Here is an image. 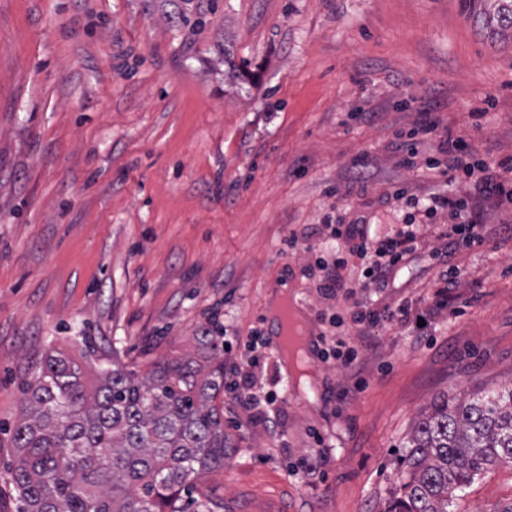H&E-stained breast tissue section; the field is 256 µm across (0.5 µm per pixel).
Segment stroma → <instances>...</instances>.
<instances>
[{
  "label": "stroma",
  "instance_id": "stroma-1",
  "mask_svg": "<svg viewBox=\"0 0 512 512\" xmlns=\"http://www.w3.org/2000/svg\"><path fill=\"white\" fill-rule=\"evenodd\" d=\"M228 59L258 81L225 78ZM423 106L489 164L512 157V31L468 19L461 0H220L194 35L144 0H0V512L20 509L9 429L48 355L112 351L144 372L195 353L214 315L240 354L252 331L272 338L266 309L284 290L325 332L335 308L303 272L321 240L288 256L282 242L345 213L386 232L403 218L392 192H447L438 139L399 164ZM465 192L484 244L422 248L379 295L464 269L428 341L375 328L364 387L319 362L315 403L287 392L272 354L257 389L283 393L279 407L250 418L225 404L232 452L211 483L232 512H383L420 413L512 383V203ZM313 429L327 460L292 473ZM450 509L512 512V465L489 466Z\"/></svg>",
  "mask_w": 512,
  "mask_h": 512
}]
</instances>
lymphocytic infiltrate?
Listing matches in <instances>:
<instances>
[{
	"label": "lymphocytic infiltrate",
	"mask_w": 512,
	"mask_h": 512,
	"mask_svg": "<svg viewBox=\"0 0 512 512\" xmlns=\"http://www.w3.org/2000/svg\"><path fill=\"white\" fill-rule=\"evenodd\" d=\"M447 154L445 170L448 183H467L473 170H482L481 186L492 194H503V183L494 181L487 162L472 164V146L463 138H445L439 144ZM429 210L448 209L460 214L461 223L438 230L437 240L451 242L459 249H470L484 243L479 232L482 219L477 212L467 210L464 197L428 192L424 195ZM425 235L420 225L385 235L378 234L365 220L355 217L344 226V246L335 251L332 260L318 259L322 271L318 291L323 299L336 302L345 309L344 315L334 317V327L356 329V338H337L335 345H323L319 358L336 360L347 371L355 370L359 357V342L367 341L371 328L383 323L404 326L418 321L412 301L400 299L394 304L378 305L375 296L387 285L394 271L407 256L421 249ZM257 358L227 356L224 360L226 381L224 391L230 401L242 410H251L256 401L255 369Z\"/></svg>",
	"instance_id": "1"
}]
</instances>
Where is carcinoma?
<instances>
[{"mask_svg": "<svg viewBox=\"0 0 512 512\" xmlns=\"http://www.w3.org/2000/svg\"><path fill=\"white\" fill-rule=\"evenodd\" d=\"M174 27L203 30L219 0H161ZM202 360L140 374L114 359L86 385L82 364L50 355L23 383L11 426L21 512H224L201 490L224 469V337L206 326ZM404 478L384 512H448V496L494 464H512V385L432 404L416 422Z\"/></svg>", "mask_w": 512, "mask_h": 512, "instance_id": "1", "label": "carcinoma"}]
</instances>
